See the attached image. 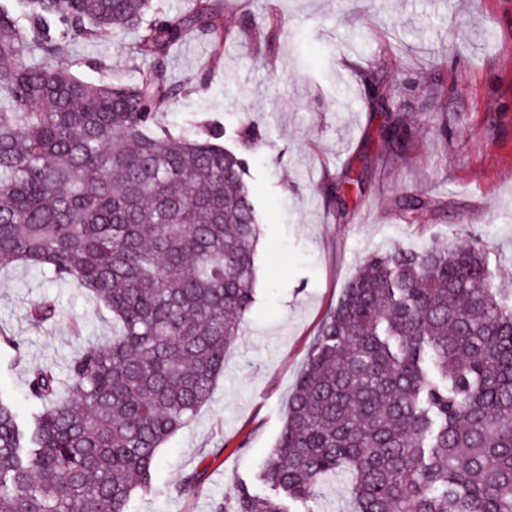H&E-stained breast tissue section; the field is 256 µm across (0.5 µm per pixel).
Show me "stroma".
<instances>
[{
  "mask_svg": "<svg viewBox=\"0 0 512 512\" xmlns=\"http://www.w3.org/2000/svg\"><path fill=\"white\" fill-rule=\"evenodd\" d=\"M223 69L174 103L217 119L225 147L255 125L262 138L246 159L261 222L255 302L227 350L211 399L159 453L153 488L130 512H210L252 480L276 444L288 401L323 320L369 256L481 237L497 281L512 286V0H224ZM133 36L81 41L66 51L72 73L93 83L138 77ZM209 53L194 40L172 50L174 80L193 84ZM384 58L382 87L406 117L404 150L378 135L377 87L359 67ZM107 60V69L91 60ZM442 84L441 102L431 100ZM361 180L340 215L334 185ZM424 194L436 209L407 223L399 196ZM52 298L61 316L35 323L32 305ZM0 392L20 414L33 403V367L59 374L83 347L112 336V322L75 282L56 284L14 264L0 267ZM200 471L193 492L177 488ZM315 512H356L347 470L322 479Z\"/></svg>",
  "mask_w": 512,
  "mask_h": 512,
  "instance_id": "obj_1",
  "label": "stroma"
}]
</instances>
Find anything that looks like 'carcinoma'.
<instances>
[{"label":"carcinoma","instance_id":"carcinoma-1","mask_svg":"<svg viewBox=\"0 0 512 512\" xmlns=\"http://www.w3.org/2000/svg\"><path fill=\"white\" fill-rule=\"evenodd\" d=\"M0 0V266L75 281L112 320L66 377L30 371L22 420L0 397V512H129L160 449L211 398L255 302L258 214L242 152L197 114L161 124L222 64L224 0ZM135 34L137 81L76 78L70 41ZM208 42L196 85L172 48ZM405 118L385 114L399 145ZM408 219L430 206L398 200ZM471 236L395 247L359 268L323 321L277 445L212 512H289L346 465L357 512H512V289ZM39 324L56 303L33 304Z\"/></svg>","mask_w":512,"mask_h":512}]
</instances>
